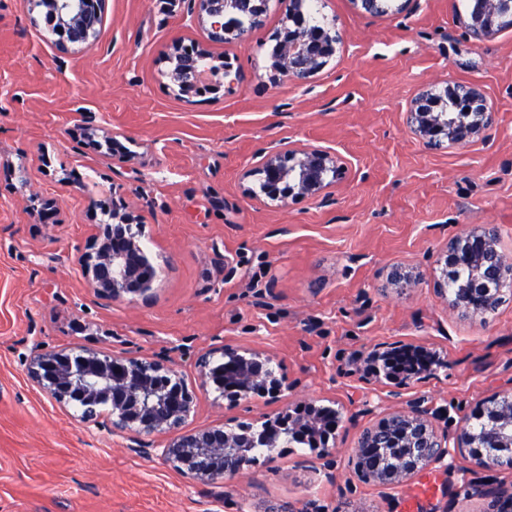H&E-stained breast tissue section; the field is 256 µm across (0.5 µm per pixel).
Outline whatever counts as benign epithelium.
I'll list each match as a JSON object with an SVG mask.
<instances>
[{"label": "benign epithelium", "mask_w": 512, "mask_h": 512, "mask_svg": "<svg viewBox=\"0 0 512 512\" xmlns=\"http://www.w3.org/2000/svg\"><path fill=\"white\" fill-rule=\"evenodd\" d=\"M254 0H197V21L204 39L186 45L177 43L176 55L185 57L169 72L178 95L187 94L185 77H200L214 67L230 76L233 65L227 55L216 57L208 46L231 40L249 43L254 29H230L226 15L233 11L249 13ZM29 11L50 12L45 38L60 50L82 47L97 39L104 24L108 0H27ZM512 19V0H470L468 27L482 38L501 29L504 18ZM273 50L274 64L285 81L304 84L319 72L335 52L340 41L335 23L311 26L302 9H290L287 25ZM455 97L474 108L470 119L462 124L449 122L429 106L435 92L426 89L410 103L408 122L422 142L437 149L448 142L466 145L481 136L494 123L496 115L488 106L483 91L470 84L446 86ZM336 170V160L326 150L270 152L254 171L262 192L272 200L281 196L276 186L291 179L297 196H315L325 187L324 176ZM112 223L106 225L83 258L82 267L94 292L112 301L129 300L147 303L152 299L156 269L149 263L140 245V225L132 213L116 206L106 211ZM440 261L444 267L463 264L475 266L470 287L461 292L448 288V276L436 283V292L448 308L461 318L486 320L504 302L505 288H512V259L500 246L498 230L493 224L466 230L448 241ZM395 351L371 350L363 359L364 379L380 373L384 361ZM223 357L234 368L235 387L229 398L239 400L271 388L278 395L289 389L286 381L274 375L270 359L256 350L224 346ZM33 382L63 406L83 399L106 402L112 433L127 435L133 441L142 436H170L157 449L160 460L173 469L201 482L223 478L209 466L215 458L238 456L246 440L255 445L277 447L278 423L282 417L261 418V427L251 435L253 426L244 425L240 432L224 431L222 426L185 429L195 414L196 399L180 374L163 361L119 354H105L68 348L49 352L31 366ZM312 413L288 416V429L306 430L314 440L311 454L322 459L331 454L329 445L319 442V416L323 407L311 406ZM401 429L409 452L399 458H387L366 464L369 448L387 447L388 426ZM469 449L470 463L484 471H512V394L497 395L459 428L457 449ZM452 455L448 438L438 435L432 425V413L420 404L396 411L382 423L361 430L355 448L358 475L365 481L386 488L399 484ZM485 495L493 497L492 512H512V489L490 487Z\"/></svg>", "instance_id": "7a95c632"}]
</instances>
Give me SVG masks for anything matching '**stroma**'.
<instances>
[{"instance_id": "35a3bbf8", "label": "stroma", "mask_w": 512, "mask_h": 512, "mask_svg": "<svg viewBox=\"0 0 512 512\" xmlns=\"http://www.w3.org/2000/svg\"><path fill=\"white\" fill-rule=\"evenodd\" d=\"M395 2L371 15L320 0L341 40L296 86L272 79L289 0H269L248 46L211 47L236 58L231 90L179 97L164 58L202 39L195 0H109L97 39L69 52L44 40L25 0H0V512H489L464 486L512 485L458 453L390 488L355 470L359 430L396 409L421 403L452 436L512 392V301L481 323L435 291L455 234L493 224L512 252V28L478 40L467 0ZM454 82L482 89L496 121L433 150L407 121L410 102ZM116 141L130 159L113 155ZM304 148L330 151L340 175L314 197L261 194L249 170ZM116 193L158 271L148 304L98 297L82 272ZM39 197L55 200L54 223ZM396 265L410 285L389 283ZM407 343L444 366L400 387L347 364ZM227 344L268 355L291 391L235 402L202 383L198 357ZM73 347L173 363L196 395L192 428L335 404L336 446L318 460L284 443L223 481L190 479L158 459L161 438L131 447L108 414L82 425L32 382L34 358Z\"/></svg>"}]
</instances>
